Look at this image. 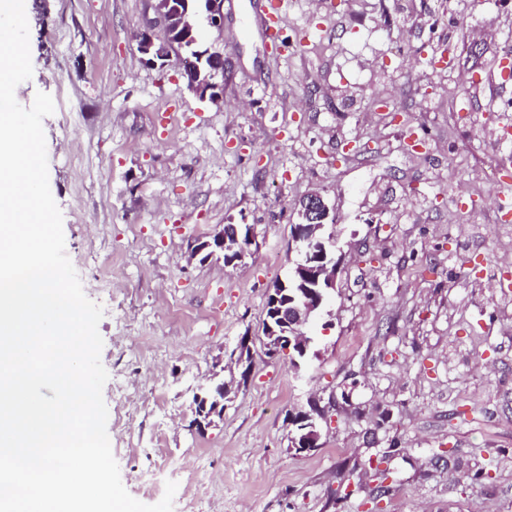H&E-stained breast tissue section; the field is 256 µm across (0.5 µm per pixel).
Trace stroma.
<instances>
[{
    "label": "stroma",
    "mask_w": 512,
    "mask_h": 512,
    "mask_svg": "<svg viewBox=\"0 0 512 512\" xmlns=\"http://www.w3.org/2000/svg\"><path fill=\"white\" fill-rule=\"evenodd\" d=\"M33 75L65 251L100 304L107 431L137 500L163 461L173 512H512V227L486 181L512 116V0H288L284 55L224 13V103L177 65H146L148 0H46ZM389 90L387 111L373 108ZM321 192L340 260L332 326L296 372L265 353L266 292L285 279L296 204ZM257 227L235 266L188 259L224 224ZM250 337V380L217 425L194 393ZM317 402L318 448L288 446ZM391 477L378 494L369 464Z\"/></svg>",
    "instance_id": "35a3bbf8"
}]
</instances>
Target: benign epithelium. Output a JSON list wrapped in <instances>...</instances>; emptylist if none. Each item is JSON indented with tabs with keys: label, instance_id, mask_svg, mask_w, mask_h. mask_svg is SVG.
<instances>
[{
	"label": "benign epithelium",
	"instance_id": "benign-epithelium-1",
	"mask_svg": "<svg viewBox=\"0 0 512 512\" xmlns=\"http://www.w3.org/2000/svg\"><path fill=\"white\" fill-rule=\"evenodd\" d=\"M153 17L146 19L136 34L138 52L146 64L165 67L172 57L180 62V75L190 91L200 99L213 103L224 100V53L209 47L192 52L186 45L198 42L200 20L218 32H224V0H202L197 12L189 10L188 0H151ZM161 27L165 36L154 37ZM206 65L210 79L200 81L201 65ZM299 222L292 225V243L298 259L291 271V280L299 283V296L285 294L287 282L267 291L265 347L270 357L292 354L293 366L301 368L308 362L314 338L306 334L316 316L326 307L329 290L336 287L337 262L334 252V217L326 198L319 192L307 193L299 200ZM256 225L226 224L220 230L194 239L190 244L189 260L205 261L220 253L226 265L242 260L255 242ZM299 431L290 437V447L296 452L318 447L321 423L328 421L327 412L316 406L309 412L290 416Z\"/></svg>",
	"mask_w": 512,
	"mask_h": 512
}]
</instances>
